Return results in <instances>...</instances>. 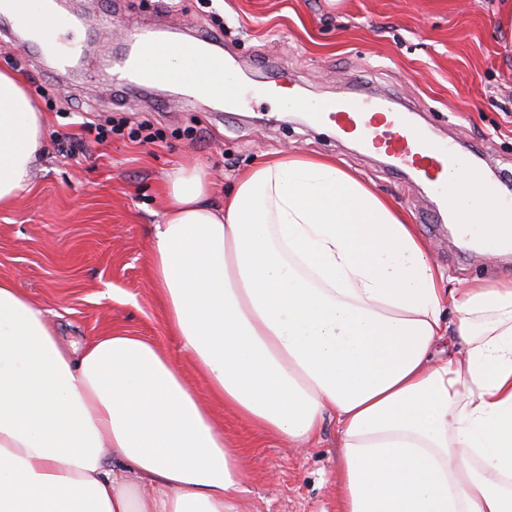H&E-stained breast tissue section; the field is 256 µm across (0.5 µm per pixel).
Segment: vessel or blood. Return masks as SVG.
Wrapping results in <instances>:
<instances>
[{
	"instance_id": "obj_1",
	"label": "vessel or blood",
	"mask_w": 512,
	"mask_h": 512,
	"mask_svg": "<svg viewBox=\"0 0 512 512\" xmlns=\"http://www.w3.org/2000/svg\"><path fill=\"white\" fill-rule=\"evenodd\" d=\"M0 1L9 11L11 26L6 36L12 44L32 35L41 46L54 48L63 42L68 30L80 27L77 20L60 16L51 0ZM134 45L133 53L114 57L108 63L118 83L189 85L199 73L205 72L213 78V93L222 97L226 106L233 108L240 104L239 86L225 77L223 57L204 51L200 39H188L179 45V53L190 61L188 68L179 71H161L150 66L151 59L166 50V42L150 33L139 32ZM293 104L313 113L317 124L331 125L337 131L353 135L366 149L386 155L397 171H410L428 184L438 196L443 212L455 223H473V216L462 209L461 203L467 192L479 185L484 188L479 198L482 210L494 223L512 222V206L504 205L496 186L486 182L483 170L473 164L465 165L453 145L434 138L412 122L407 106L398 100L367 99L351 94L308 102L297 98Z\"/></svg>"
}]
</instances>
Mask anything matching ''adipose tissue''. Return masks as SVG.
<instances>
[{
  "instance_id": "1",
  "label": "adipose tissue",
  "mask_w": 512,
  "mask_h": 512,
  "mask_svg": "<svg viewBox=\"0 0 512 512\" xmlns=\"http://www.w3.org/2000/svg\"><path fill=\"white\" fill-rule=\"evenodd\" d=\"M42 135L0 70V206ZM166 191L151 285L212 405L295 445L335 419L340 512H512V279L441 288L407 217L330 157L273 154L220 205L195 165ZM448 305L461 349L439 356ZM211 407L156 342L65 345L0 278V512H245Z\"/></svg>"
}]
</instances>
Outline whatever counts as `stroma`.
<instances>
[{
  "label": "stroma",
  "mask_w": 512,
  "mask_h": 512,
  "mask_svg": "<svg viewBox=\"0 0 512 512\" xmlns=\"http://www.w3.org/2000/svg\"><path fill=\"white\" fill-rule=\"evenodd\" d=\"M90 20L117 8L171 44L207 36L223 22V54L241 104L231 112L182 87L144 85L114 100L105 72L61 77L26 54L0 48L44 118V150L28 189L0 208V277L53 314L67 342L120 330L155 340L201 402L205 379L170 336L150 284L151 231L174 167L202 164L223 202L235 178L274 153L336 158L409 217L445 276V287L512 276V252H477L456 240L429 188L395 171L334 127L305 126L264 92L273 83L316 99L357 88L409 103L432 135L478 154L512 201V24L505 0H77ZM123 110L148 121L153 142L98 141L90 117ZM68 138L83 154L61 152ZM220 425L247 450L248 512H337L335 420L303 448L265 437L224 413Z\"/></svg>",
  "instance_id": "1"
}]
</instances>
